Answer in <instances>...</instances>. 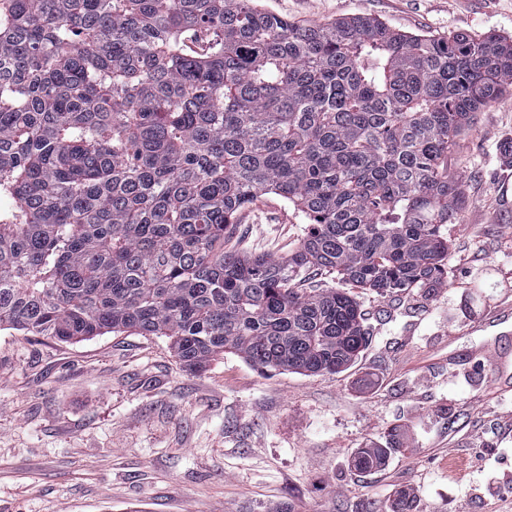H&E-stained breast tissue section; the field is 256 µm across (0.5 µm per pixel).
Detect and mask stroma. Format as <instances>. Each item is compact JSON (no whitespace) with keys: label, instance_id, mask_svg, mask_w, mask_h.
<instances>
[{"label":"stroma","instance_id":"stroma-1","mask_svg":"<svg viewBox=\"0 0 512 512\" xmlns=\"http://www.w3.org/2000/svg\"><path fill=\"white\" fill-rule=\"evenodd\" d=\"M304 24L382 20L410 34L512 35V0H260ZM512 96L447 158L464 207L450 285L353 289L371 342L339 373L264 375L226 354L200 372L135 331L62 342L0 330V512H512ZM233 250L281 255L307 231L276 195L240 211ZM505 362L493 371L488 353ZM386 470L358 472L365 448Z\"/></svg>","mask_w":512,"mask_h":512}]
</instances>
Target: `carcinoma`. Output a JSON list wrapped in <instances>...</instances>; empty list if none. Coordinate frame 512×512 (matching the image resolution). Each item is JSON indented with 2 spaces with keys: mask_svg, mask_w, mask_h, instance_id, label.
<instances>
[{
  "mask_svg": "<svg viewBox=\"0 0 512 512\" xmlns=\"http://www.w3.org/2000/svg\"><path fill=\"white\" fill-rule=\"evenodd\" d=\"M512 86V36L294 25L255 0H0V329L165 336L203 370L338 373L368 344L343 288L448 286L445 159ZM286 255L227 229L266 194ZM306 222L279 196L265 195L238 213L228 246L250 254H286L306 233Z\"/></svg>",
  "mask_w": 512,
  "mask_h": 512,
  "instance_id": "cac0c4a2",
  "label": "carcinoma"
}]
</instances>
